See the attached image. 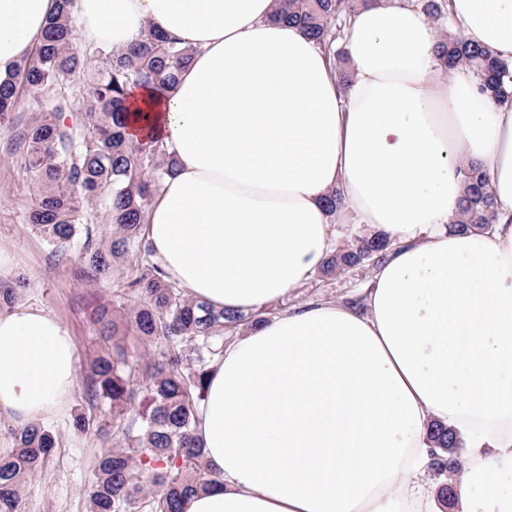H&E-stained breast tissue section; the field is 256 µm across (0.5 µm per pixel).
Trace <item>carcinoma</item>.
<instances>
[{
    "label": "carcinoma",
    "instance_id": "obj_1",
    "mask_svg": "<svg viewBox=\"0 0 512 512\" xmlns=\"http://www.w3.org/2000/svg\"><path fill=\"white\" fill-rule=\"evenodd\" d=\"M73 0H57L38 48L0 81V125L9 124L22 97L37 117L16 132L15 148L37 182L28 213L50 247L54 264L75 261L97 282L126 265L122 288L139 296L126 331L153 348L144 359L126 344L93 357L83 377L88 412L74 428L88 433L104 415L115 447L95 461L86 490L87 512H182L181 502L215 483L196 434L213 365L222 356L225 334L256 324L274 310L255 314L216 310L165 278L142 234L150 199L173 172L175 162L159 146L131 143L125 135V95L131 85L172 86L193 50L152 31L126 50L75 46ZM274 19L294 24L330 56L336 40L362 0H276ZM444 72L472 70L479 93L512 102V63L487 46L473 45L461 31L438 44ZM99 63L91 68L89 58ZM464 196L452 227L483 228L495 220L487 179L475 168L461 170ZM110 224L98 236L99 215ZM391 244L379 235L359 237L333 249L319 273L332 276L372 267L387 258ZM102 336L120 326L113 311L95 317ZM15 448L0 455V512H21L24 487L49 463L59 436L42 423L9 428ZM429 437L440 450L434 468L448 475L441 497L454 490L461 458L448 464V449L461 447L457 434L434 422Z\"/></svg>",
    "mask_w": 512,
    "mask_h": 512
}]
</instances>
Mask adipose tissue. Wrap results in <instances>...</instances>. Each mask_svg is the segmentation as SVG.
Returning a JSON list of instances; mask_svg holds the SVG:
<instances>
[{"label":"adipose tissue","mask_w":512,"mask_h":512,"mask_svg":"<svg viewBox=\"0 0 512 512\" xmlns=\"http://www.w3.org/2000/svg\"><path fill=\"white\" fill-rule=\"evenodd\" d=\"M468 41L512 58V0H449ZM56 0H0V79ZM275 0H75L81 36L123 48L153 28L193 48L174 87L132 86L126 134L176 170L145 214L154 258L194 298L249 314L287 299L333 249L325 208L394 253L364 309L307 302L225 344L197 435L218 482L185 512H441L428 427L471 442L457 512H512V107L466 69L436 79L439 36L407 0H368L338 82ZM486 174L487 229L448 224L462 167ZM77 350L56 317L0 313V410L20 427L62 410Z\"/></svg>","instance_id":"adipose-tissue-1"}]
</instances>
